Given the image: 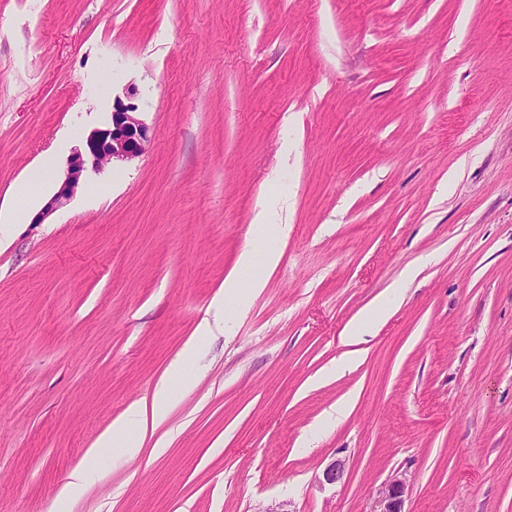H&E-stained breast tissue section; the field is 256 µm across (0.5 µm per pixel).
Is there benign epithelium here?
<instances>
[{
	"label": "benign epithelium",
	"mask_w": 512,
	"mask_h": 512,
	"mask_svg": "<svg viewBox=\"0 0 512 512\" xmlns=\"http://www.w3.org/2000/svg\"><path fill=\"white\" fill-rule=\"evenodd\" d=\"M136 90L126 89L125 98L117 97L112 104L108 122L92 130L68 159L66 175L57 189L33 217L32 223L42 224L75 195L88 171H100L115 161H130L140 155L152 140L150 127L141 118L138 106L132 102ZM346 462L331 461L323 470V480L337 484L345 476ZM406 482L394 479L381 487L371 512H403Z\"/></svg>",
	"instance_id": "7a95c632"
}]
</instances>
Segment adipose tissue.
Returning a JSON list of instances; mask_svg holds the SVG:
<instances>
[{
	"label": "adipose tissue",
	"mask_w": 512,
	"mask_h": 512,
	"mask_svg": "<svg viewBox=\"0 0 512 512\" xmlns=\"http://www.w3.org/2000/svg\"><path fill=\"white\" fill-rule=\"evenodd\" d=\"M210 334V321L202 320L196 336L188 340L180 354L171 361L163 377L155 384L151 396L132 403L113 420L111 426L98 437L91 448H88L84 460L59 488L54 512H64L65 505L78 495L86 476L94 470L100 455L110 450L128 458L140 454L148 434L161 428L172 410L170 382L182 381L188 389L195 386L201 347Z\"/></svg>",
	"instance_id": "obj_1"
}]
</instances>
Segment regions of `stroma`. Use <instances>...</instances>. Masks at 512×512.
Segmentation results:
<instances>
[{
	"mask_svg": "<svg viewBox=\"0 0 512 512\" xmlns=\"http://www.w3.org/2000/svg\"><path fill=\"white\" fill-rule=\"evenodd\" d=\"M129 86L147 150L33 223ZM1 224L0 512H51L245 249L280 259L166 451L104 453L69 512H370L398 477L405 512H512V0H0Z\"/></svg>",
	"mask_w": 512,
	"mask_h": 512,
	"instance_id": "35a3bbf8",
	"label": "stroma"
}]
</instances>
